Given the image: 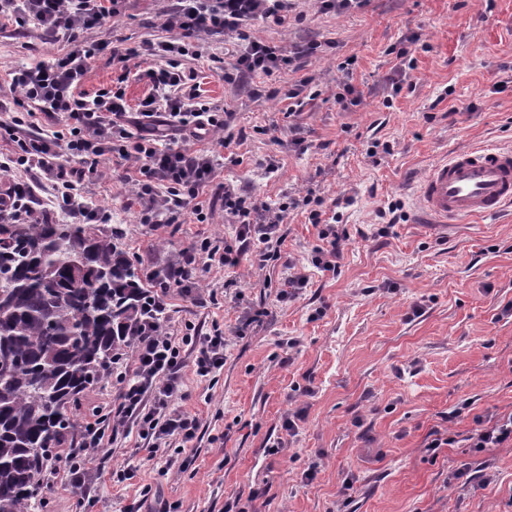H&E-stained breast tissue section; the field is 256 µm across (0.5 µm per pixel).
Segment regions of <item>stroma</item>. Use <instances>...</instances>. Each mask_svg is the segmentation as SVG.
<instances>
[{"instance_id": "obj_1", "label": "stroma", "mask_w": 512, "mask_h": 512, "mask_svg": "<svg viewBox=\"0 0 512 512\" xmlns=\"http://www.w3.org/2000/svg\"><path fill=\"white\" fill-rule=\"evenodd\" d=\"M165 0H127L117 18L85 31L88 41L136 47L164 37ZM251 39L286 54L314 46L304 71L230 84L234 32L205 36L194 61L202 100L236 112L238 165L218 173L226 183L274 203L318 187L322 208L339 212L347 238L336 274L308 262L317 231L306 213H289L280 258L259 266L205 273L201 285L221 290L217 303L196 306L173 296L171 332L185 323L220 325L229 341L224 366L207 378L186 374L185 408L201 425L188 450L193 463L160 474L176 448L147 459L137 431L118 438L112 459L135 472L118 484L71 489L64 473L49 476L50 512H124L151 486L146 507L228 512L261 492L262 512H512V448H471L478 421L512 413V206L445 227L422 222L419 186L456 150L512 147V0H364L352 12L291 0L281 25L256 21ZM404 47L415 67L400 92L389 78ZM68 49L37 32L0 25V64L21 65ZM310 77L315 99L290 111L286 93ZM360 103L340 111L343 82ZM303 137L307 151L292 145ZM388 152L369 156V142ZM278 169H265L267 160ZM85 183V197L111 209L124 247L143 265L175 259L204 237L234 227L215 204L208 221L191 213L159 231L137 222L126 204L124 174L132 163L109 159ZM400 203L404 220L380 216ZM308 277L307 288L280 299L286 262ZM263 311L244 335L247 312ZM297 416L298 434L283 424ZM452 445L430 449L437 436ZM278 454H270L272 445ZM316 466L313 479L304 470Z\"/></svg>"}]
</instances>
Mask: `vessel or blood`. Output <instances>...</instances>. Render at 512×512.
I'll list each match as a JSON object with an SVG mask.
<instances>
[{
	"instance_id": "b4317fda",
	"label": "vessel or blood",
	"mask_w": 512,
	"mask_h": 512,
	"mask_svg": "<svg viewBox=\"0 0 512 512\" xmlns=\"http://www.w3.org/2000/svg\"><path fill=\"white\" fill-rule=\"evenodd\" d=\"M420 196L425 219L484 216L512 205V149H461L433 166Z\"/></svg>"
}]
</instances>
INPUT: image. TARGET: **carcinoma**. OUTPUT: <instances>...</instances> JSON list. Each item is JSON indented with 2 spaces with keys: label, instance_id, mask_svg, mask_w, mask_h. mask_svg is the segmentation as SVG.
Segmentation results:
<instances>
[{
  "label": "carcinoma",
  "instance_id": "cac0c4a2",
  "mask_svg": "<svg viewBox=\"0 0 512 512\" xmlns=\"http://www.w3.org/2000/svg\"><path fill=\"white\" fill-rule=\"evenodd\" d=\"M142 276L102 224L0 220V512H46L45 472L112 377Z\"/></svg>",
  "mask_w": 512,
  "mask_h": 512
}]
</instances>
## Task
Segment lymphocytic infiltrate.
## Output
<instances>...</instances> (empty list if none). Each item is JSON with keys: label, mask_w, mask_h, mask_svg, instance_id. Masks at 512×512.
<instances>
[{"label": "lymphocytic infiltrate", "mask_w": 512, "mask_h": 512, "mask_svg": "<svg viewBox=\"0 0 512 512\" xmlns=\"http://www.w3.org/2000/svg\"><path fill=\"white\" fill-rule=\"evenodd\" d=\"M123 0H0V18L17 26L34 27L54 40H65L71 49L64 55L21 68L7 70L14 97L0 101V132L12 143L0 152V172L24 170L29 179L0 189V217L37 214L38 190L43 181L53 184L52 202L77 224H108V209L88 203L84 197L87 176L96 174L107 156L136 163L131 176L129 206L135 207L140 224L155 231L178 223L182 212L207 219L198 200L206 183L217 175L224 162L218 157L192 150L191 142L227 131L233 115L214 112L190 88L192 74L182 71L184 56H200L201 37L216 31L244 34L258 17L280 18L288 0H174L164 27L169 36L145 42L137 49L113 48L112 57L121 73L111 88L95 96L80 94L98 44L80 40L81 31L100 27L120 15ZM141 56L163 59V66L132 71L130 62ZM280 66L304 69L300 56L284 55L279 46L247 41L225 81L241 75L268 74ZM137 77L150 92L130 114L125 84ZM224 213L235 231L229 238L204 240L185 248L162 268L142 272L144 308L125 329V346L112 369L118 399L108 413L88 420L77 447L69 449L63 467L72 487L86 489L92 475L88 458L107 464L111 445L129 427H136L148 457L173 442L191 443L199 419L182 406L186 398V372L207 377L224 365L227 338L220 329L208 333L193 330L171 333L170 299L174 292L202 302L192 292L191 280L198 272L218 267L236 268L243 258L262 263L287 238L285 219L290 210L303 207L319 239L310 253L313 267L336 273L341 245L346 238L338 224L326 220L322 199L314 190L272 205L254 197L224 191Z\"/></svg>", "instance_id": "lymphocytic-infiltrate-1"}]
</instances>
